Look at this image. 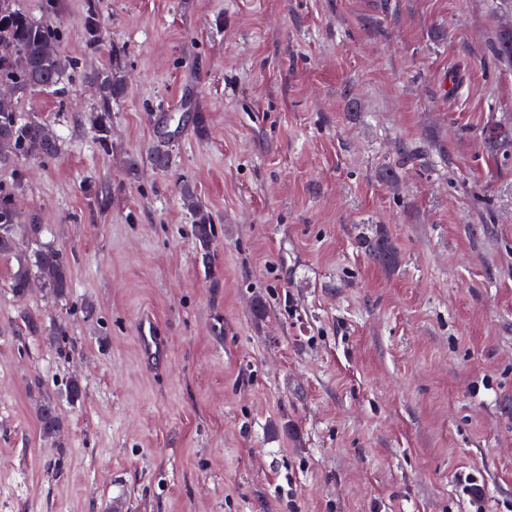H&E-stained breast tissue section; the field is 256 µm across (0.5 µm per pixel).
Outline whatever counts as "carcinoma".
<instances>
[{
  "instance_id": "cac0c4a2",
  "label": "carcinoma",
  "mask_w": 512,
  "mask_h": 512,
  "mask_svg": "<svg viewBox=\"0 0 512 512\" xmlns=\"http://www.w3.org/2000/svg\"><path fill=\"white\" fill-rule=\"evenodd\" d=\"M56 44L55 32L30 21L13 7L12 0H0V83L18 89H46L59 84L65 64L57 53ZM84 79L99 87L106 104L120 92V85L104 72H86ZM57 152L58 141L44 122L26 120L10 101H0V164L18 155L50 156ZM14 192L13 187L0 186V257L16 251L13 226L18 223V214L12 203ZM181 198L192 216L201 257L206 260L216 236L212 215L187 181L181 187ZM367 250L371 259L379 264L395 262V253L384 240L368 242ZM35 276L40 277L55 296L65 298L70 294L69 265L60 251L43 248L31 258L17 257L10 274V287L15 298L23 300L28 296ZM35 411L45 435L60 432L62 421L51 401H39Z\"/></svg>"
}]
</instances>
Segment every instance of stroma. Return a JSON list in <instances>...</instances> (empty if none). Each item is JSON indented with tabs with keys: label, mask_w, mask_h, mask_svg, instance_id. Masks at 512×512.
<instances>
[{
	"label": "stroma",
	"mask_w": 512,
	"mask_h": 512,
	"mask_svg": "<svg viewBox=\"0 0 512 512\" xmlns=\"http://www.w3.org/2000/svg\"><path fill=\"white\" fill-rule=\"evenodd\" d=\"M15 7L67 68L0 87L59 140L0 185L72 288L17 300L0 259V512H470L469 473L512 512V0ZM97 70L122 86L103 143ZM181 198L184 207L192 216L195 237L203 262L209 259L210 247L216 236L215 223L212 215L197 197L194 187L188 181L181 187ZM35 411L41 429L46 436H53L60 432L62 421L55 405L51 401L40 400L39 403L36 404Z\"/></svg>",
	"instance_id": "obj_1"
}]
</instances>
